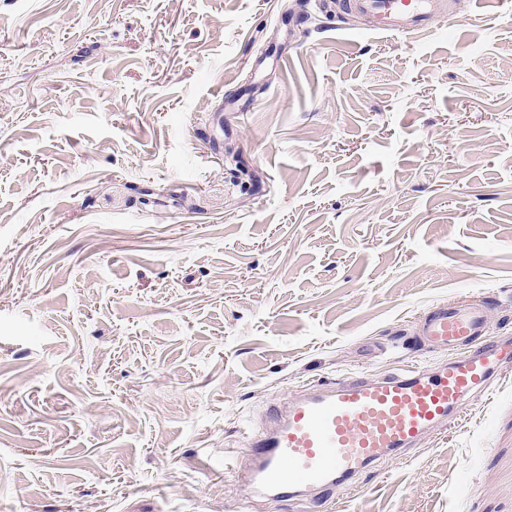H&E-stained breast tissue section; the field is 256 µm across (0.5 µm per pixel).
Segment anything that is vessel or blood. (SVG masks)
Segmentation results:
<instances>
[{
	"instance_id": "vessel-or-blood-1",
	"label": "vessel or blood",
	"mask_w": 512,
	"mask_h": 512,
	"mask_svg": "<svg viewBox=\"0 0 512 512\" xmlns=\"http://www.w3.org/2000/svg\"><path fill=\"white\" fill-rule=\"evenodd\" d=\"M373 16L377 31L414 35L445 15L443 0H345ZM421 345L448 352L434 366L409 365L383 376L316 382L271 405L263 426L246 432L243 453L224 458L247 497L328 502L384 459L416 447L462 413L467 398L487 393L512 341L493 332L482 305L438 303L419 319Z\"/></svg>"
}]
</instances>
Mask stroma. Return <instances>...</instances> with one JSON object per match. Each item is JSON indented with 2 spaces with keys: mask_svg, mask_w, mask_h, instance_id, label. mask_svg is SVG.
<instances>
[{
  "mask_svg": "<svg viewBox=\"0 0 512 512\" xmlns=\"http://www.w3.org/2000/svg\"><path fill=\"white\" fill-rule=\"evenodd\" d=\"M447 3L0 0V512H311L224 474L270 405L512 337V0ZM493 388L339 512H512ZM343 6L373 16L378 33L397 36L420 34L445 17L442 0H345Z\"/></svg>",
  "mask_w": 512,
  "mask_h": 512,
  "instance_id": "obj_1",
  "label": "stroma"
}]
</instances>
